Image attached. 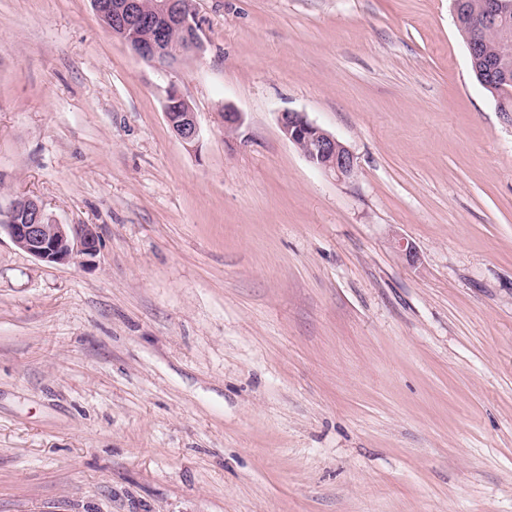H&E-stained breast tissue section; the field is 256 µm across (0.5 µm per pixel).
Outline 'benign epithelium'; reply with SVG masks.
<instances>
[{
	"mask_svg": "<svg viewBox=\"0 0 512 512\" xmlns=\"http://www.w3.org/2000/svg\"><path fill=\"white\" fill-rule=\"evenodd\" d=\"M100 21L112 22V35L139 59L167 70L200 49L198 25L190 0H91ZM507 0H484L482 27L495 25L508 7ZM185 103L183 112H167L166 119L179 140L190 147L202 139L197 113L185 102L176 85L166 90L165 104ZM224 134H234L244 122L243 113L224 105ZM284 137L319 171L340 181L353 177L355 157L333 134L309 121L301 112L278 116ZM6 233L25 253L50 264L76 259L90 262L99 252V236L91 224H59L31 197L14 199L0 208V233Z\"/></svg>",
	"mask_w": 512,
	"mask_h": 512,
	"instance_id": "obj_1",
	"label": "benign epithelium"
}]
</instances>
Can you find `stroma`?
Listing matches in <instances>:
<instances>
[{
    "label": "stroma",
    "instance_id": "35a3bbf8",
    "mask_svg": "<svg viewBox=\"0 0 512 512\" xmlns=\"http://www.w3.org/2000/svg\"><path fill=\"white\" fill-rule=\"evenodd\" d=\"M194 10L164 71L91 0H0V206L100 240L48 264L0 236V512H512V112L453 0ZM481 38H482L481 34L478 33L471 39L470 45H469L471 56H474L476 54V52L478 51V49L480 47V43H481ZM471 56H470V60H471L472 70H473L475 78L479 82V84L482 87H484L488 92H490L492 94V96L497 97V101L499 102V106H500V111L504 112L505 110H509L507 108H510V110H512V104H511L512 103V101H511L512 95L509 96L504 93H498L496 95L493 91V89H494V86H492L493 82L490 80H487L485 74L482 73L481 70L479 72H477V70L474 67ZM171 100L184 102L185 111L166 112V106L171 103ZM164 110L166 119L179 140L187 146H196L202 139V130L197 120V113L174 84H171L166 90ZM278 122L284 137L314 168L340 181L353 177L354 154L333 134L309 121L301 112H281Z\"/></svg>",
    "mask_w": 512,
    "mask_h": 512
}]
</instances>
